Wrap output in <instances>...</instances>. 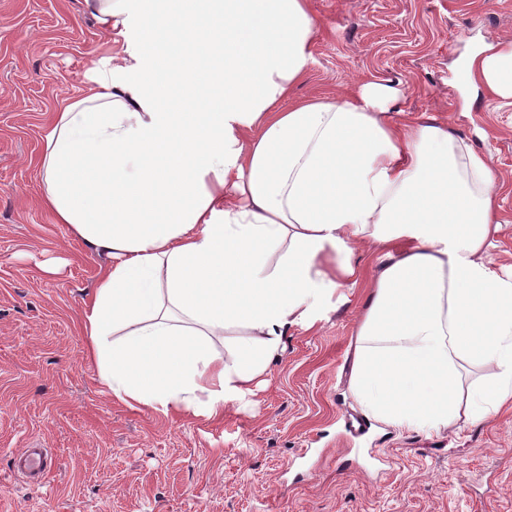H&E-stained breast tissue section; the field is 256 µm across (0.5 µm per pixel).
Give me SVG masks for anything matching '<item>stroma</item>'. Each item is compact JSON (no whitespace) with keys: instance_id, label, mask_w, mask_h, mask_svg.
<instances>
[{"instance_id":"1","label":"stroma","mask_w":512,"mask_h":512,"mask_svg":"<svg viewBox=\"0 0 512 512\" xmlns=\"http://www.w3.org/2000/svg\"><path fill=\"white\" fill-rule=\"evenodd\" d=\"M314 63L293 98L384 81L410 119L444 121L491 156L505 223L490 250L512 273V109L453 67L512 40V0H309ZM108 35L83 0H0V512H512V409L399 429L368 418L350 388L361 291L313 329L288 332L254 393L208 420L114 400L86 357L78 315L98 261L43 205L44 137L103 57ZM60 265L46 274L43 262ZM43 448V481L17 463Z\"/></svg>"}]
</instances>
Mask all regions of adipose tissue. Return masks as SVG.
<instances>
[{
  "mask_svg": "<svg viewBox=\"0 0 512 512\" xmlns=\"http://www.w3.org/2000/svg\"><path fill=\"white\" fill-rule=\"evenodd\" d=\"M308 0H150L128 63L96 70L45 137L41 196L101 259L79 316L103 386L129 407L222 416L379 246L350 385L363 411L433 429L512 404V278L490 159L409 125L392 88L289 103L314 62ZM463 83L512 104V42ZM231 336L228 351L215 337ZM490 382L461 392L466 367Z\"/></svg>",
  "mask_w": 512,
  "mask_h": 512,
  "instance_id": "ef3b65f1",
  "label": "adipose tissue"
}]
</instances>
